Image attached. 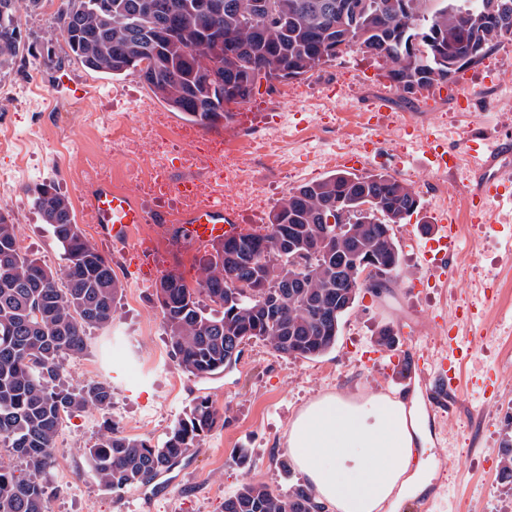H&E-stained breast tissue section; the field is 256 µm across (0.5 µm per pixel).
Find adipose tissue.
Here are the masks:
<instances>
[{
  "mask_svg": "<svg viewBox=\"0 0 512 512\" xmlns=\"http://www.w3.org/2000/svg\"><path fill=\"white\" fill-rule=\"evenodd\" d=\"M423 440L416 407L324 394L293 419L287 453L327 512H382L410 485Z\"/></svg>",
  "mask_w": 512,
  "mask_h": 512,
  "instance_id": "ef3b65f1",
  "label": "adipose tissue"
}]
</instances>
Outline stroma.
<instances>
[{"mask_svg": "<svg viewBox=\"0 0 512 512\" xmlns=\"http://www.w3.org/2000/svg\"><path fill=\"white\" fill-rule=\"evenodd\" d=\"M22 29L32 54L0 71V82L21 89L29 74L38 72L54 106L42 113L24 97H0V126L11 129L18 140L39 139L43 152L42 158L29 160L18 181L0 188V207L13 218L21 250L58 269L63 265L60 252L30 194L31 187L54 182L69 196L89 242L112 256L123 284L111 325L91 331L86 352L65 366L73 387L92 379L111 381L112 404L64 421L54 448L64 464L47 476L52 488L47 512H223L225 496L245 481L287 493L304 481L286 453L289 424L303 407L326 393L363 397L390 392L406 402L418 397L430 440L420 489L393 512H417L424 503L440 512L450 500L455 512H512V480L503 479L499 467L504 443L512 439V394L503 392L504 386H512V255L506 252L512 204L493 206L488 223L480 227V241L459 237L445 281L416 291L409 288L420 273L416 247L424 223L440 210L441 200L452 201L460 223L469 221V167L445 174L429 170L415 137L437 133L454 150L465 139L485 133L512 136V39H503L455 82L414 95L391 84L377 60L359 53L343 55L301 78L261 86L247 103L256 127L244 129L236 139L221 140L171 112L138 73L108 78L84 68L69 56L44 11L26 17ZM61 70L82 84L84 98H73L58 86ZM110 94L124 95V104L106 113L97 126L84 125L83 113ZM387 94L403 124L365 144L363 116L372 101ZM259 135L276 145L269 156L251 152ZM131 139L145 156L162 157L169 167L196 180L209 179L208 165H183L184 151H204L217 143L237 154L253 193L251 206L237 213L246 229L267 224L289 189L333 174L329 156L336 147L354 151L367 145L358 173L392 174L412 184L422 200L419 212L394 228L403 250L399 276L380 294L361 293L342 321L335 347L321 357H285L255 341L245 347L232 373L208 381L189 377L168 354L155 279L142 277L134 254L113 256L97 226L87 220L89 183L109 180L140 191L143 174L119 149ZM487 284L496 285L498 296L470 325L473 344L451 402L433 397L424 372L411 385L395 389L392 353L376 349L378 330L392 327L401 350L420 357L448 340L439 315L478 303ZM200 395L210 396L223 423L187 449L164 472L163 482L118 496L103 488L88 467L85 450L105 424L157 443ZM242 450L246 465L233 464V456Z\"/></svg>", "mask_w": 512, "mask_h": 512, "instance_id": "obj_1", "label": "stroma"}]
</instances>
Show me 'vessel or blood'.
<instances>
[{"instance_id":"1","label":"vessel or blood","mask_w":512,"mask_h":512,"mask_svg":"<svg viewBox=\"0 0 512 512\" xmlns=\"http://www.w3.org/2000/svg\"><path fill=\"white\" fill-rule=\"evenodd\" d=\"M399 119V114L393 112L388 101L383 99L369 114L366 125L376 135L395 126ZM471 156L476 184L470 195L469 211L484 222L488 219L492 204L512 201V140L499 137L486 139L484 147L472 149ZM88 197L92 223L98 224L103 237L114 247L127 252L137 245L133 236L136 228L164 220L163 215L149 212L135 193L109 182L91 184ZM176 221L168 238V250L177 256L235 237L240 231L237 216L227 210L223 201L212 198L199 200L179 210ZM456 222L455 213L443 215L442 235L421 244L420 252L425 265L440 266L447 252L456 248ZM451 330L447 346L426 360L440 389L447 386L449 364L462 362L470 350L467 337L461 334L460 324H452Z\"/></svg>"}]
</instances>
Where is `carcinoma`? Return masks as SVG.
I'll use <instances>...</instances> for the list:
<instances>
[{"instance_id": "1", "label": "carcinoma", "mask_w": 512, "mask_h": 512, "mask_svg": "<svg viewBox=\"0 0 512 512\" xmlns=\"http://www.w3.org/2000/svg\"><path fill=\"white\" fill-rule=\"evenodd\" d=\"M67 0L55 18L71 55L93 72L140 74L154 97L199 125L230 116L229 98L247 101L257 86L297 79L352 51L382 61L385 77L415 94L453 80L465 66L512 36V0ZM43 0H0V70L31 52L22 36L21 12ZM232 47L213 78L198 71L212 40ZM65 261L61 272L29 258L15 224L0 214V447L19 468L0 461V512H46L44 476L65 418L88 407L107 408L112 386L90 380L65 384V361L86 349L91 329L112 321L123 285L76 224L69 198L52 182L32 189ZM414 188L386 172H337L288 190L264 232L250 243L262 270L227 265L235 242L214 243L195 283L157 286L170 356L194 378L233 369V342H266L294 358H318L335 344L344 315L362 287L361 263L372 257L387 278L402 264L393 225L420 209ZM261 287H254L255 273ZM241 287H232L233 281ZM208 396L166 438L153 445L108 425L86 449L88 465L119 495L145 485L178 463L220 425ZM310 491L296 485L283 496L246 482L224 498V512H318Z\"/></svg>"}]
</instances>
